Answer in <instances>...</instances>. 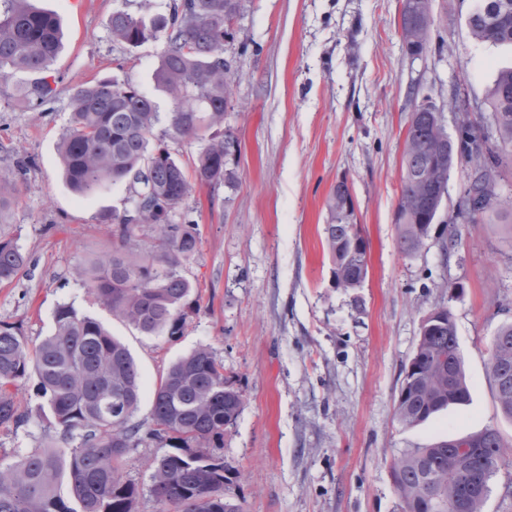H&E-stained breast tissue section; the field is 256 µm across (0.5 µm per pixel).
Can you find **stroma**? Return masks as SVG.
<instances>
[{
  "mask_svg": "<svg viewBox=\"0 0 512 512\" xmlns=\"http://www.w3.org/2000/svg\"><path fill=\"white\" fill-rule=\"evenodd\" d=\"M33 4L59 17L64 38L56 91L42 111H23L11 83L0 82V184L16 191L0 211V240L29 258L25 273L0 285V324L36 344L51 334L60 304L99 320L139 364L147 391L133 420L145 425L150 390L170 362L208 347L244 398L222 453L224 491L245 512H402L390 463L406 449L489 426L512 440L488 371L490 342L512 321V213L461 225L460 243L443 250L465 182L457 168L424 247L406 256L396 244L404 132L416 98H429L455 139L453 90L484 102L498 70L512 67V49L470 36L474 0H432L418 59L403 47L401 0H242L224 45L233 61L224 126L238 139L235 180L188 202L201 246L183 273L203 300L174 341L140 335L88 294L80 267L112 248L100 218L130 207L133 192L119 184L79 197L58 152L73 92L98 76L134 82L156 103V134L166 131L173 102L154 81L160 46L117 44L106 26L113 10L138 11L139 0ZM20 157L31 161L22 174ZM342 180L369 242L368 277L353 295L335 287L322 245L326 200ZM439 304L456 323L471 401L404 427L394 417L403 371ZM11 392L27 421L0 429V462L62 446L34 379ZM161 453L149 442L126 457L125 475L141 490L138 512H159L149 487Z\"/></svg>",
  "mask_w": 512,
  "mask_h": 512,
  "instance_id": "1",
  "label": "stroma"
}]
</instances>
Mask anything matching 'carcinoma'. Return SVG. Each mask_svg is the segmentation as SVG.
<instances>
[{
	"label": "carcinoma",
	"instance_id": "1",
	"mask_svg": "<svg viewBox=\"0 0 512 512\" xmlns=\"http://www.w3.org/2000/svg\"><path fill=\"white\" fill-rule=\"evenodd\" d=\"M0 12V79L14 81L15 96L38 111L54 93L51 66L62 47L56 14L30 0H7ZM241 0H170L163 12L152 0L140 11L116 10L107 18L112 40L129 48L161 45L154 78L174 103L167 136L200 143L192 173L155 134L154 100L132 81L94 79L72 96L69 125L60 138L65 179L79 196L112 184L134 189L133 205L101 217L112 225L118 244L84 272L89 295L112 317L145 336L184 334L200 308L199 289L182 269L199 251L198 224L185 210L196 191L233 181L229 168L236 139L224 130L232 64L224 44L233 37L225 20L240 12ZM471 36L494 47H512V0H476L467 18ZM485 109L498 116L487 133L470 125L459 145L448 140V166L428 182L416 177L437 135L424 119L406 131L404 169L396 210L397 247L416 253L428 237L423 227L443 204L456 153L471 172L459 209L480 189L474 176L500 174L512 162V67L501 69ZM350 188L336 185L326 201L325 250L336 287L354 291L368 274V250L347 247ZM421 198L423 208L409 212ZM147 226L150 240L135 252L127 244ZM28 259L10 240H0V285L12 282ZM442 319L422 323L409 361L395 416L404 426L428 421L452 405L471 399L457 328L448 307ZM54 333L32 346L17 330L0 325V427L26 422L10 387L34 375L68 448H35L0 465V512H137L139 487L127 480V454L147 440L166 451L152 464L150 493L161 512H243L224 494V429L243 410L240 390L224 377V364L207 347L171 363L152 392L151 421L132 422L139 408L142 379L128 346L96 319L60 304ZM490 373L501 412L512 419V323L502 324L490 345ZM512 462V447L493 427L451 438L429 448H412L391 462L402 512H482L490 480Z\"/></svg>",
	"mask_w": 512,
	"mask_h": 512
}]
</instances>
